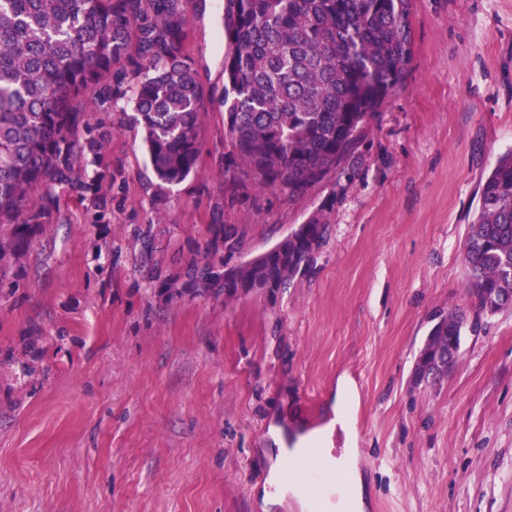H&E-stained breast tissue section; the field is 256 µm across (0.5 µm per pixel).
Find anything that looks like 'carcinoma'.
I'll return each mask as SVG.
<instances>
[{
  "label": "carcinoma",
  "mask_w": 512,
  "mask_h": 512,
  "mask_svg": "<svg viewBox=\"0 0 512 512\" xmlns=\"http://www.w3.org/2000/svg\"><path fill=\"white\" fill-rule=\"evenodd\" d=\"M191 0H0V284L46 228L47 212L27 211L37 186L81 193L83 153L102 166L107 132L81 145L74 101L92 88L112 99L123 77L112 64L137 32L131 100L149 161L164 184L199 161L203 90L187 51ZM224 112L232 154L260 191L305 193L355 155L368 117L405 78L413 55L407 0H224ZM327 233L315 217L224 276L219 244L191 262L195 287L271 295L311 265ZM467 290L476 312L512 305V150L484 178L465 244ZM463 317L433 326L420 355L460 351Z\"/></svg>",
  "instance_id": "carcinoma-1"
}]
</instances>
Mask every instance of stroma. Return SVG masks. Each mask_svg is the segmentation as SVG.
Masks as SVG:
<instances>
[{
	"label": "stroma",
	"instance_id": "1",
	"mask_svg": "<svg viewBox=\"0 0 512 512\" xmlns=\"http://www.w3.org/2000/svg\"><path fill=\"white\" fill-rule=\"evenodd\" d=\"M413 56L344 172L261 192L232 162L222 0H192L199 164L158 187L128 98L84 194L37 188L47 231L0 289V512H263L271 423L332 420L350 380L369 512H512V307L476 316L464 248L512 148V0H408ZM309 269L275 295L198 292L216 235L242 265L313 216ZM468 323L448 375L415 370L437 314Z\"/></svg>",
	"mask_w": 512,
	"mask_h": 512
}]
</instances>
